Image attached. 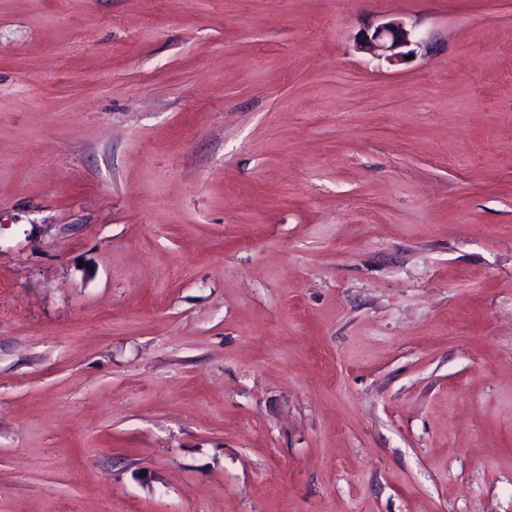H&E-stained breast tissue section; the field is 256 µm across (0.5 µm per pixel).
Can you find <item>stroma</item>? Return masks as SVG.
<instances>
[{"instance_id":"1","label":"stroma","mask_w":512,"mask_h":512,"mask_svg":"<svg viewBox=\"0 0 512 512\" xmlns=\"http://www.w3.org/2000/svg\"><path fill=\"white\" fill-rule=\"evenodd\" d=\"M0 512H512V0H0ZM413 32L406 25L397 20H389L377 25L364 26L356 36L357 49L372 55L384 57L392 64L406 60L413 52H404L401 49L412 44Z\"/></svg>"}]
</instances>
